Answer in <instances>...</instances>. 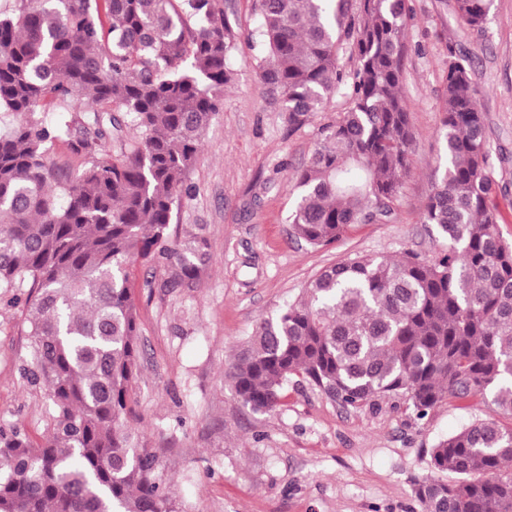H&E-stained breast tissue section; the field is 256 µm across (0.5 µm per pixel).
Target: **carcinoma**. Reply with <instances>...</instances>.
<instances>
[{"instance_id": "obj_1", "label": "carcinoma", "mask_w": 512, "mask_h": 512, "mask_svg": "<svg viewBox=\"0 0 512 512\" xmlns=\"http://www.w3.org/2000/svg\"><path fill=\"white\" fill-rule=\"evenodd\" d=\"M218 2L16 0L0 13V111L13 116L0 134V291L29 286L26 374L54 408L41 445L0 428V512H185L130 427L141 344L129 267L162 264L166 287L194 288L210 261L202 233L180 242L171 219L231 79L232 26ZM451 8L481 30L490 0ZM407 11V0H259L257 72L283 97L288 127L345 99L291 173L288 221L310 247L388 220L409 173ZM480 97L472 58L448 42L444 170L422 220L445 249L325 268L224 371L259 413L302 383L353 410L401 395L421 416L448 397L489 398L500 418L431 448L432 467L457 479L416 484L425 512H512V242L499 232ZM129 126L138 139L107 150ZM61 139L93 158L74 178L46 158Z\"/></svg>"}]
</instances>
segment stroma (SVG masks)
I'll return each instance as SVG.
<instances>
[{
  "label": "stroma",
  "instance_id": "1",
  "mask_svg": "<svg viewBox=\"0 0 512 512\" xmlns=\"http://www.w3.org/2000/svg\"><path fill=\"white\" fill-rule=\"evenodd\" d=\"M450 0H409L402 94L415 132L410 174L388 222L359 225L334 245L297 240L288 222L298 197L289 180L307 161L324 124L343 107L333 98L296 130L257 74L251 36L258 0H221L232 29V80L207 126L197 160L184 175L193 194L175 208L177 237L202 228L210 263L197 287L168 288L161 267L134 265L143 358L129 399L142 443L157 450L186 512H424L414 493L435 470L430 450L476 418L492 416L489 399L449 398L417 417L405 398L347 410L317 388L289 389L273 413L244 406L224 382L230 348L264 318L298 299L323 269L355 255L431 258L444 239L423 224L430 186L443 164L444 54L448 42L475 59L481 109L503 214L512 240V0H492L490 20L469 29ZM22 288L0 294V427L41 444L52 404L23 368L27 359Z\"/></svg>",
  "mask_w": 512,
  "mask_h": 512
}]
</instances>
